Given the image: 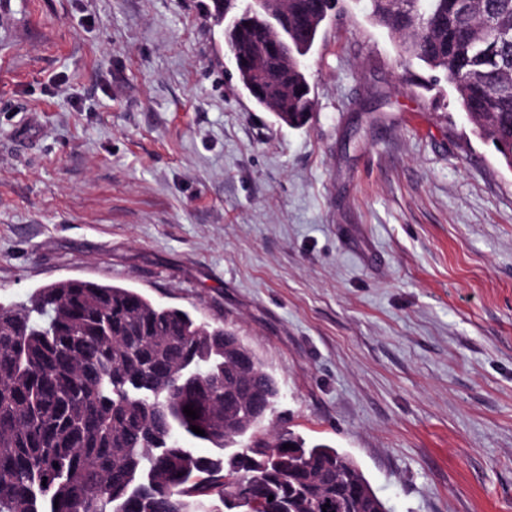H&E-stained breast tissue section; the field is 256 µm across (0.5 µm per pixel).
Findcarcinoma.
<instances>
[{
    "mask_svg": "<svg viewBox=\"0 0 512 512\" xmlns=\"http://www.w3.org/2000/svg\"><path fill=\"white\" fill-rule=\"evenodd\" d=\"M401 52L442 73L478 135L512 163V0H368ZM295 61L288 92L256 104L302 127L312 99L305 57L336 0H289ZM243 19L238 45L265 42ZM242 87L258 81L235 66ZM275 377L227 328L196 321L135 289L70 280L30 305L0 307V512H389L352 461L286 429H267ZM190 406L173 424L166 405ZM205 435H197L190 426ZM258 448L229 449L241 437ZM210 444L200 455L193 442ZM289 444L291 448L284 449ZM251 486L256 506L232 504L224 473Z\"/></svg>",
    "mask_w": 512,
    "mask_h": 512,
    "instance_id": "obj_1",
    "label": "carcinoma"
}]
</instances>
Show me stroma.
<instances>
[{"mask_svg":"<svg viewBox=\"0 0 512 512\" xmlns=\"http://www.w3.org/2000/svg\"><path fill=\"white\" fill-rule=\"evenodd\" d=\"M211 0H0V306L91 280L229 325L389 512H512V169L346 0L292 128Z\"/></svg>","mask_w":512,"mask_h":512,"instance_id":"1","label":"stroma"}]
</instances>
